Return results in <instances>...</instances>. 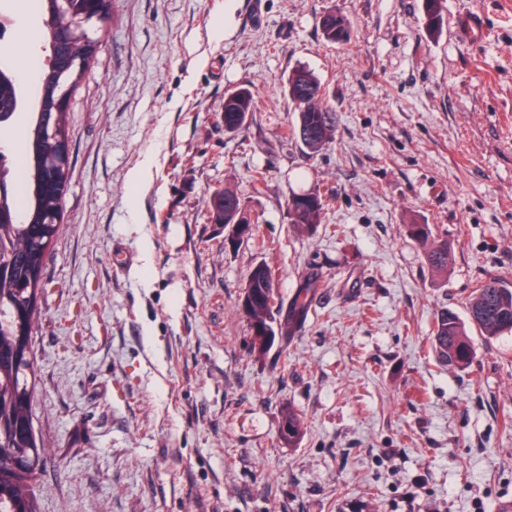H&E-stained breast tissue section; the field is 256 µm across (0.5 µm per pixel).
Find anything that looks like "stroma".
<instances>
[{"label": "stroma", "mask_w": 512, "mask_h": 512, "mask_svg": "<svg viewBox=\"0 0 512 512\" xmlns=\"http://www.w3.org/2000/svg\"><path fill=\"white\" fill-rule=\"evenodd\" d=\"M330 11L344 43L321 35ZM471 13L487 39L450 38ZM0 14V66L44 60L21 36L45 21L36 0ZM441 16L429 29L422 0H116L70 102L39 299V512H497L512 498V336L470 329L463 370L431 345L438 314L464 315L489 277L512 282V0H441ZM296 67L336 112L314 157L287 133ZM241 87L258 109L228 133L224 96ZM148 154L153 177L133 186ZM227 187L258 222L235 247L207 208ZM319 188L333 191L320 224L296 232L289 198ZM415 222L447 238V273L406 236ZM263 262L284 300L306 271L324 286L261 355L241 303ZM287 407L307 423L292 446Z\"/></svg>", "instance_id": "35a3bbf8"}]
</instances>
